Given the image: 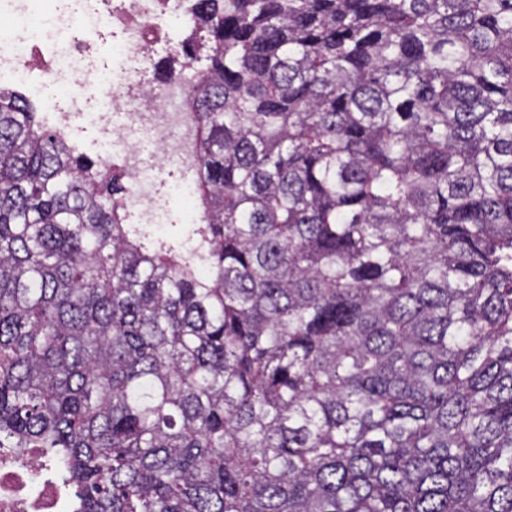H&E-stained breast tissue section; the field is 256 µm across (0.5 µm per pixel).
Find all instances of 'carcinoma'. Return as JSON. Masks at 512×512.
I'll list each match as a JSON object with an SVG mask.
<instances>
[{
	"label": "carcinoma",
	"mask_w": 512,
	"mask_h": 512,
	"mask_svg": "<svg viewBox=\"0 0 512 512\" xmlns=\"http://www.w3.org/2000/svg\"><path fill=\"white\" fill-rule=\"evenodd\" d=\"M203 215L0 88V445L78 512H512V0H194Z\"/></svg>",
	"instance_id": "obj_1"
}]
</instances>
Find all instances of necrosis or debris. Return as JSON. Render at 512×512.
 Returning a JSON list of instances; mask_svg holds the SVG:
<instances>
[{"label": "necrosis or debris", "mask_w": 512, "mask_h": 512, "mask_svg": "<svg viewBox=\"0 0 512 512\" xmlns=\"http://www.w3.org/2000/svg\"><path fill=\"white\" fill-rule=\"evenodd\" d=\"M46 0H0L13 17L0 32V87L11 86L38 105L46 123L67 138L95 126L102 156L118 155L129 176L127 206L139 223H157L163 198L153 172L162 164L190 165V123L184 86L172 79L155 88L159 45L168 44L163 18L190 19L191 0H75L97 27L112 32V57L120 67L99 80L112 103L92 109L83 91L86 43L66 39L68 14L44 18ZM64 85V97L49 87ZM56 460L40 448L0 447V512H76L75 495L57 478Z\"/></svg>", "instance_id": "1"}]
</instances>
